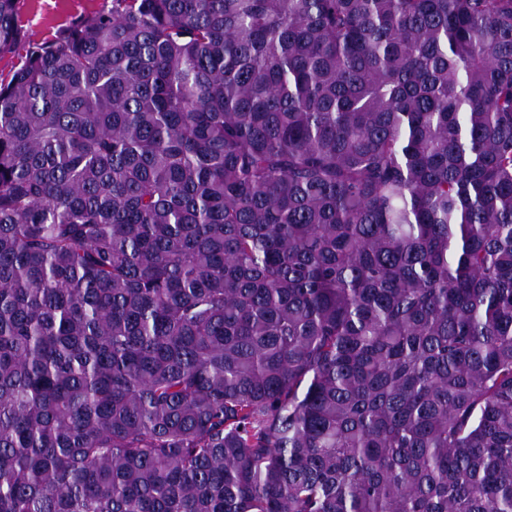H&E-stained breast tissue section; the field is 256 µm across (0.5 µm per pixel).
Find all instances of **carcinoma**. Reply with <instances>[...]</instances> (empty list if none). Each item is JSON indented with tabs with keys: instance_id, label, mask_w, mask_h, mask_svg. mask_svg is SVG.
<instances>
[{
	"instance_id": "carcinoma-1",
	"label": "carcinoma",
	"mask_w": 512,
	"mask_h": 512,
	"mask_svg": "<svg viewBox=\"0 0 512 512\" xmlns=\"http://www.w3.org/2000/svg\"><path fill=\"white\" fill-rule=\"evenodd\" d=\"M0 512H512V0H111L28 46Z\"/></svg>"
}]
</instances>
